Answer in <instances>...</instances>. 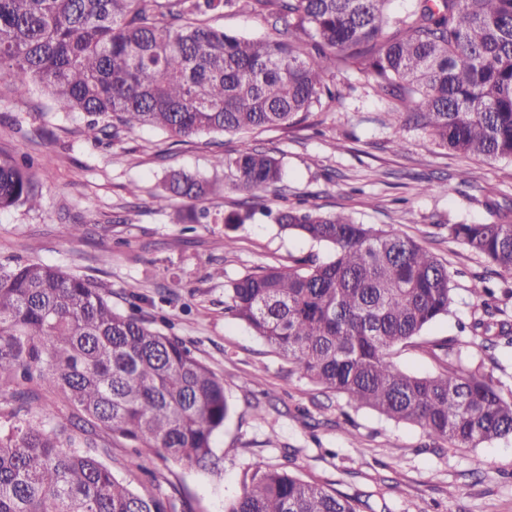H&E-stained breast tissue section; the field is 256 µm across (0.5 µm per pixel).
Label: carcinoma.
Returning <instances> with one entry per match:
<instances>
[{
  "instance_id": "1",
  "label": "carcinoma",
  "mask_w": 512,
  "mask_h": 512,
  "mask_svg": "<svg viewBox=\"0 0 512 512\" xmlns=\"http://www.w3.org/2000/svg\"><path fill=\"white\" fill-rule=\"evenodd\" d=\"M0 0V74L15 91L43 88L63 112H83L88 138L109 127L174 138L245 134L302 123L342 96L330 75L357 70L397 101L395 114L439 147L490 164L512 161V0ZM266 6L274 35L242 37L196 16ZM217 167L252 199L282 181L277 158L241 143ZM31 164L0 159V210L39 205ZM209 179L174 170L157 196L188 203L177 221L201 224ZM491 221L450 224L464 244L512 277V207L492 190ZM284 230L335 253L261 267L225 289V310L279 351L291 372L451 448L512 438V397L427 341L438 371L399 368L393 352L451 313L448 267L390 225L343 212L270 211ZM480 354L512 346V321L469 324ZM59 395L88 435L102 427L147 454L202 471L219 467L214 436L230 406L224 379L183 342L117 312L94 282L40 262H0V393L31 419L0 431V512H171L165 497L116 476L99 448L56 421L21 383ZM224 512H359L358 502L282 467L255 465Z\"/></svg>"
}]
</instances>
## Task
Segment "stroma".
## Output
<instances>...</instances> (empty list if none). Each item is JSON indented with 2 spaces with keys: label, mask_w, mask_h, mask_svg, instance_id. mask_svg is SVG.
<instances>
[{
  "label": "stroma",
  "mask_w": 512,
  "mask_h": 512,
  "mask_svg": "<svg viewBox=\"0 0 512 512\" xmlns=\"http://www.w3.org/2000/svg\"><path fill=\"white\" fill-rule=\"evenodd\" d=\"M204 22L252 37L271 31L251 10L230 9ZM9 83L0 77V158L34 160L41 205L0 211V261L34 260L88 278L113 308L177 336L224 380L230 414L214 440L219 472L138 456L121 438L99 431L97 442L111 448L117 476L162 494L174 512H224L259 462L357 498L360 512H512V439L455 449L417 426L352 408L292 373L281 354L225 313L230 282L309 255L325 262L333 249L261 216L227 228L225 216L240 211L244 195L213 158L232 157L242 141H251L283 169L281 183L256 207L341 211L362 224L398 227L435 253L448 267L455 306L424 331V340L454 339L462 363L480 367L506 391L512 347L480 359L462 327L482 313L472 292L482 280L495 290L493 305L512 319V279L449 239L448 227L487 221L482 190L512 202V162L464 159L422 131L396 125L394 100L356 72L337 76L342 98L323 104L300 127L184 140L154 129H119L94 142L85 135L83 114L58 111L37 86L17 96ZM464 168L471 176L466 185L458 177ZM179 169L216 181L217 191L202 202L211 223L189 228L175 223V207H158L164 176ZM75 224L84 225L83 238L72 237Z\"/></svg>",
  "instance_id": "1"
}]
</instances>
